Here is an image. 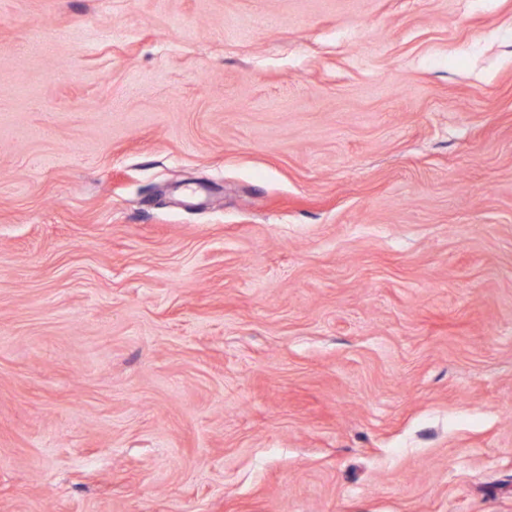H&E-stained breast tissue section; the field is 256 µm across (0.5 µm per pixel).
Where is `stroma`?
Here are the masks:
<instances>
[{"label":"stroma","instance_id":"1","mask_svg":"<svg viewBox=\"0 0 512 512\" xmlns=\"http://www.w3.org/2000/svg\"><path fill=\"white\" fill-rule=\"evenodd\" d=\"M0 512H512V0H0Z\"/></svg>","mask_w":512,"mask_h":512}]
</instances>
